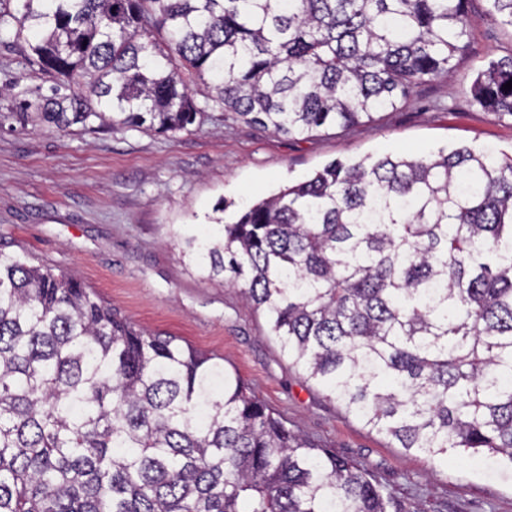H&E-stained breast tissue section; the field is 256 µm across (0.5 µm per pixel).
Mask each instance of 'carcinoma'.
Instances as JSON below:
<instances>
[{"mask_svg": "<svg viewBox=\"0 0 512 512\" xmlns=\"http://www.w3.org/2000/svg\"><path fill=\"white\" fill-rule=\"evenodd\" d=\"M0 0V44L51 82L0 89L60 131L180 132L216 108L288 137L395 111L448 78L469 0ZM486 17L512 26V0ZM512 57L472 101L512 116ZM203 85L195 98L190 83ZM211 236L306 381L434 461L512 470V155L332 161ZM0 512H398L222 358L120 319L78 279L0 253Z\"/></svg>", "mask_w": 512, "mask_h": 512, "instance_id": "obj_1", "label": "carcinoma"}]
</instances>
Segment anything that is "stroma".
Instances as JSON below:
<instances>
[{
  "mask_svg": "<svg viewBox=\"0 0 512 512\" xmlns=\"http://www.w3.org/2000/svg\"><path fill=\"white\" fill-rule=\"evenodd\" d=\"M485 6L473 0L447 79L346 129L291 139L218 110L176 134L0 125V253L74 276L132 324L223 357L289 427L370 472L401 512H512V473L457 451L433 461L364 426L305 381L239 289L202 280L169 239L173 226L204 224L219 199L233 219L334 160L463 145L511 153L512 116L470 102L475 71L512 56V27Z\"/></svg>",
  "mask_w": 512,
  "mask_h": 512,
  "instance_id": "stroma-1",
  "label": "stroma"
}]
</instances>
